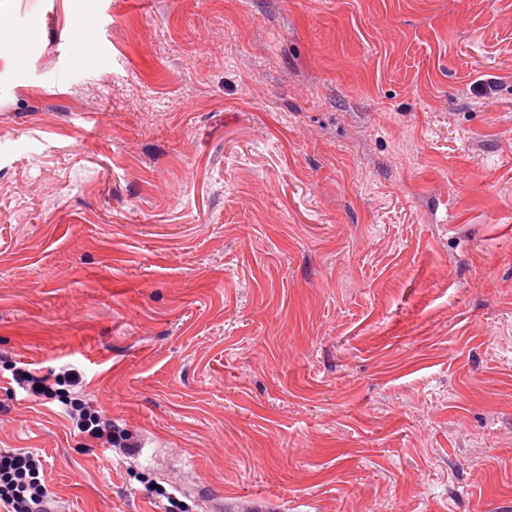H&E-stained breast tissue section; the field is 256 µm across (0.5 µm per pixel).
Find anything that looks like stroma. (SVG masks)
I'll use <instances>...</instances> for the list:
<instances>
[{
    "label": "stroma",
    "instance_id": "35a3bbf8",
    "mask_svg": "<svg viewBox=\"0 0 512 512\" xmlns=\"http://www.w3.org/2000/svg\"><path fill=\"white\" fill-rule=\"evenodd\" d=\"M17 367L77 370L133 447ZM16 448L66 512H209L189 471L512 512V0H0ZM13 380L28 396L36 399H54L59 397L66 406L68 416L80 433L104 448H130L133 443L128 442L127 436L112 425V420L106 419L101 411L94 408L80 397H71L68 388L80 384L79 376L74 370L62 374L36 375L30 371L17 369Z\"/></svg>",
    "mask_w": 512,
    "mask_h": 512
}]
</instances>
